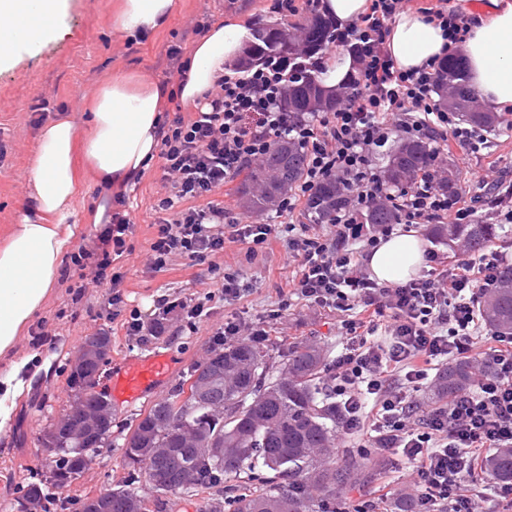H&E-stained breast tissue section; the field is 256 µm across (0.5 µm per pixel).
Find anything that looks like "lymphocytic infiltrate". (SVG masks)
I'll list each match as a JSON object with an SVG mask.
<instances>
[{
    "label": "lymphocytic infiltrate",
    "instance_id": "lymphocytic-infiltrate-1",
    "mask_svg": "<svg viewBox=\"0 0 512 512\" xmlns=\"http://www.w3.org/2000/svg\"><path fill=\"white\" fill-rule=\"evenodd\" d=\"M409 3L371 0L359 22L335 29L333 44L356 48L360 75L358 90L339 88L335 109L296 118L279 111L294 67L306 58L272 54L245 75H224L195 115L164 120L159 156L165 192L154 207L146 268L160 271L175 256L201 264L223 252L228 241L245 245L253 256L262 251L273 225L227 219L212 195L260 163L274 138L287 137L304 150L307 166L299 184L273 199L276 217L293 215L320 182H340L347 193V208L335 224L322 232L303 226L289 238L288 251L298 259L299 270L279 307L287 312L295 299L340 315L343 350L328 369V385L342 432L371 430L378 451L406 458L404 496L413 512H477L489 489L498 502L512 507V483L493 485L480 476L487 452L512 446V336L482 335L477 317L480 296L496 287L498 270L512 265V254L490 249L391 286L371 279L362 263L396 225L440 224L451 214L469 223L483 219L477 209L448 195V169L439 154L396 191L385 186L373 166L375 153L393 135L406 142L449 139L465 156L487 142L484 129L439 108L434 98L439 60L414 71L396 67L387 37ZM128 201V193L113 196L110 224L96 243L72 257L81 287L111 283L115 308L122 302L120 263L133 252ZM377 203L395 208V224L358 223V215ZM176 310L192 320L201 317L204 305L159 297L149 317L132 312L127 333L159 335ZM380 330L385 336L378 341L374 335ZM460 359L480 363L471 387L419 413L414 395L431 371Z\"/></svg>",
    "mask_w": 512,
    "mask_h": 512
}]
</instances>
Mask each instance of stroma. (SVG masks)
I'll list each match as a JSON object with an SVG mask.
<instances>
[{
  "label": "stroma",
  "instance_id": "obj_1",
  "mask_svg": "<svg viewBox=\"0 0 512 512\" xmlns=\"http://www.w3.org/2000/svg\"><path fill=\"white\" fill-rule=\"evenodd\" d=\"M117 2L65 0L53 39L22 51L9 67L0 69V236L17 223L27 204V172L40 130L37 106L47 104L53 116L67 117L78 129H85L87 95L120 70L167 80L172 68L169 47L189 49L196 39V24L234 17L254 30L282 20L271 9L273 0H174L164 28L146 38H133L114 26ZM502 119V124L489 131L490 143L481 153L466 158L452 147L447 154L465 200L480 199L485 207L491 199L481 187L483 178L512 181V112L503 113ZM161 179L160 165L152 164L131 195L130 217L136 231L131 239L133 252L123 266L125 308L147 315L155 300L164 295L173 300H205V311L192 326L181 316L170 315L161 337L144 341L127 335L121 321L109 319L110 284L78 292L74 285L79 281V271L75 268L70 271L69 282L54 280L49 295L17 337L13 349L0 356V376L18 361L22 364L19 377L25 384L8 427L0 431V512H20L22 487L45 474L39 437L73 402L74 393L68 384L70 367L87 334L103 328L112 336L113 359L102 366L99 374V388L104 392L109 389L114 358L123 355L169 354L175 362V381L182 380L192 365L208 356L215 336L230 319L265 330L270 341L281 344L315 337L327 347L331 360L342 348L335 312L296 301L286 318L273 319L298 266L288 254V225L277 222L271 212L248 210L238 193L240 179L217 189L214 201L223 204L228 218L244 216L249 222L276 227L269 245L257 256L229 242L213 259L217 273L238 274L246 287L244 296L225 301L215 273L184 257L172 258L161 271L147 272L144 261L154 233V205L163 190ZM150 407L146 401L126 403L113 410L111 444L102 448L76 483L57 491V498L67 500L68 506L53 507L51 512H75L76 498L127 481L130 469L124 457L125 429ZM381 461L382 468L376 475L347 488L343 495L347 512L371 494L405 486L407 470L401 458L385 453Z\"/></svg>",
  "mask_w": 512,
  "mask_h": 512
}]
</instances>
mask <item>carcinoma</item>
Returning <instances> with one entry per match:
<instances>
[{
    "label": "carcinoma",
    "instance_id": "1",
    "mask_svg": "<svg viewBox=\"0 0 512 512\" xmlns=\"http://www.w3.org/2000/svg\"><path fill=\"white\" fill-rule=\"evenodd\" d=\"M334 24L326 16L310 13L302 24L303 41H298L282 22L262 28L244 50L238 64H255L271 52L297 55L299 47L313 54L326 47ZM437 88L440 105L462 113L465 121L487 128L499 124L495 112H485L476 91L468 85L461 59L450 56L440 64ZM336 105V96L311 77L292 81L281 101L284 112H316ZM431 147L426 142L402 144L389 156L382 170L393 187L410 182L428 165ZM307 157L298 146L279 138L265 160L250 171L239 190L246 207L262 213L282 188L299 183ZM344 205V190L334 181L314 187L305 204L311 224H331ZM365 224H393V209L374 205L362 214ZM434 237L452 248L462 241L473 252L484 250L497 237L494 224H437ZM499 287L486 294L479 315L493 330L512 335V266L502 269ZM202 371L214 378L210 397L176 405L183 392L179 384L167 399L155 404L124 438L127 461L139 467L130 482L112 489V502L105 512H143L146 497L132 485L140 476L161 474L173 491L195 494L224 490V481L245 474L256 486L231 496L225 504L232 512H336L345 490L358 482L367 470H378L379 459L336 461V427L339 418L332 395L325 390L327 370L324 346L302 340L286 347H272L265 341L226 343L217 337V347L188 375ZM472 382V363L452 362L438 374L433 399L442 402L453 393L466 390ZM49 428L58 432L59 456L47 468L60 473V482L47 486L30 482L19 506L38 500L42 512H51L50 488L63 489L83 473L87 460L98 449L85 440L76 442L75 425L65 413ZM483 473L498 483L512 482V447L494 450L483 463Z\"/></svg>",
    "mask_w": 512,
    "mask_h": 512
}]
</instances>
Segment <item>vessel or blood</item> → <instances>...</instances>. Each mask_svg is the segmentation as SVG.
<instances>
[{"label": "vessel or blood", "instance_id": "vessel-or-blood-1", "mask_svg": "<svg viewBox=\"0 0 512 512\" xmlns=\"http://www.w3.org/2000/svg\"><path fill=\"white\" fill-rule=\"evenodd\" d=\"M174 367L171 356L160 352L117 362L112 373L113 400L136 402L152 398L157 388L172 377Z\"/></svg>", "mask_w": 512, "mask_h": 512}]
</instances>
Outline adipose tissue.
Instances as JSON below:
<instances>
[{
	"label": "adipose tissue",
	"instance_id": "obj_1",
	"mask_svg": "<svg viewBox=\"0 0 512 512\" xmlns=\"http://www.w3.org/2000/svg\"><path fill=\"white\" fill-rule=\"evenodd\" d=\"M174 0H121L116 27L144 37L161 29ZM62 0H0V30L13 32L12 47L0 51V64L12 63L17 48L53 37ZM249 37L243 22L213 23L190 46L187 74L179 89L135 73L120 71L87 102L90 125L84 138L66 118L46 123L28 175L29 207L0 243V354L10 350L21 330L50 292L75 227L69 222L80 182L74 149L85 161L101 195L87 221H110L113 194L128 189L150 168L160 142L163 112L171 96L197 106L214 89L227 66L240 55ZM397 66L413 70L441 56L444 32L410 10L397 16L388 37ZM471 84L495 109L512 107V0H489L459 45ZM426 244L416 233L396 234L375 248L367 265L381 283L415 277L425 263Z\"/></svg>",
	"mask_w": 512,
	"mask_h": 512
}]
</instances>
